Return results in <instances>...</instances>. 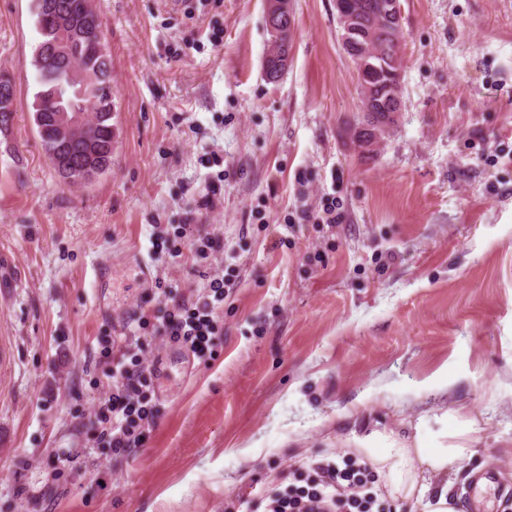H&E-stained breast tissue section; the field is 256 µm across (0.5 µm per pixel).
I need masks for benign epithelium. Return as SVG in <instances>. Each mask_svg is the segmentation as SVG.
I'll return each mask as SVG.
<instances>
[{
  "label": "benign epithelium",
  "instance_id": "benign-epithelium-1",
  "mask_svg": "<svg viewBox=\"0 0 512 512\" xmlns=\"http://www.w3.org/2000/svg\"><path fill=\"white\" fill-rule=\"evenodd\" d=\"M43 11L54 27L51 38L41 44L39 52L52 56L64 74L61 81L51 89L52 96L46 101L38 98L35 107L41 113H54L57 140L86 139L85 114L71 107L68 100L75 94L81 97L91 90L100 96L99 110L112 111V98L107 90L110 85L109 76L100 72V63L106 60L107 52L96 0H79V4L69 7L57 0H47ZM336 12L347 45L355 44L353 36L361 34L364 27L373 29L377 26L374 20H366L362 8L354 0H336ZM290 35L288 29L278 30L279 53L268 54L265 59V72L268 76H280L288 70ZM362 87L366 98L365 106L361 108L365 119L363 128L371 132V135L363 137L360 130L351 128L344 133V137L359 153L364 154L375 149L380 132L390 129L394 124L402 110V100L395 83L384 105L376 101L373 86L364 82ZM14 98L13 84L6 79L0 81V112L5 113L9 119L12 118ZM51 157L64 181L90 182L111 166L112 136L105 137L101 143L90 141L88 151L78 158L64 152L60 146L51 150Z\"/></svg>",
  "mask_w": 512,
  "mask_h": 512
}]
</instances>
